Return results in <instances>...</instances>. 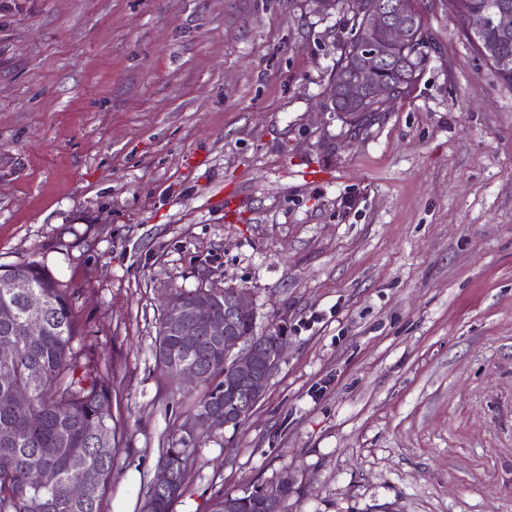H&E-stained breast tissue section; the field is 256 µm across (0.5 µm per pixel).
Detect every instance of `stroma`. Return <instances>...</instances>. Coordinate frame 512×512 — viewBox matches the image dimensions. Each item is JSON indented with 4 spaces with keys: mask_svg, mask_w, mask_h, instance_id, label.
Wrapping results in <instances>:
<instances>
[{
    "mask_svg": "<svg viewBox=\"0 0 512 512\" xmlns=\"http://www.w3.org/2000/svg\"><path fill=\"white\" fill-rule=\"evenodd\" d=\"M420 4L414 93L355 130L304 0H0V265L66 285L110 375L100 512H139L190 408L163 298L224 285L288 347L171 512L284 475L287 512H512V87Z\"/></svg>",
    "mask_w": 512,
    "mask_h": 512,
    "instance_id": "35a3bbf8",
    "label": "stroma"
}]
</instances>
